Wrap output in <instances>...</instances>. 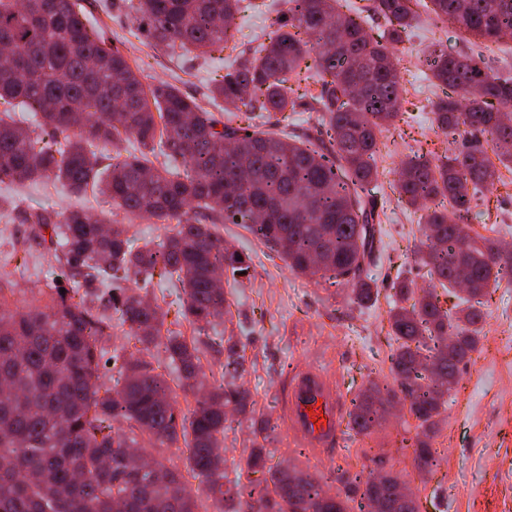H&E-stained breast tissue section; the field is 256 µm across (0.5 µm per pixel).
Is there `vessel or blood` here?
<instances>
[{"instance_id":"b4317fda","label":"vessel or blood","mask_w":512,"mask_h":512,"mask_svg":"<svg viewBox=\"0 0 512 512\" xmlns=\"http://www.w3.org/2000/svg\"><path fill=\"white\" fill-rule=\"evenodd\" d=\"M346 406L331 377L308 367L289 378L282 399L283 417L290 434L319 452L340 441Z\"/></svg>"}]
</instances>
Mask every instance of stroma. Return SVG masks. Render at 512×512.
I'll return each instance as SVG.
<instances>
[{
  "mask_svg": "<svg viewBox=\"0 0 512 512\" xmlns=\"http://www.w3.org/2000/svg\"><path fill=\"white\" fill-rule=\"evenodd\" d=\"M121 2L80 0V5L120 44L148 88L172 83L203 109L223 111V102L210 98L209 90L221 80L228 53L217 52L206 59L171 56L138 30ZM437 44L451 54L468 49L456 27L426 16L394 49L405 92L398 118L379 137L378 179L368 187L384 207L385 255L372 269L379 292L374 307L358 308L349 288L335 279L291 273L277 253L239 224H220L215 229L225 244L246 256L251 265V279L243 285L224 275L229 312L222 319L210 325L177 322L185 299L182 289L157 278L132 284L136 292L160 307L165 328L179 329L186 340L206 344L201 362L209 386L224 382L225 339L235 337L244 347L246 371L240 383L250 392L264 424L254 428L240 416H228L221 444L224 473L230 481L248 483L245 459L251 448L259 447L270 450L272 462L297 465L334 494H347L345 475L389 472L408 479L420 512H512V276L503 278L493 290L479 347L459 365V384L444 405L432 440L440 457L434 471H418L410 451L403 448L404 440L416 433V421L406 407L385 413L371 435L345 429L339 445L319 456L311 455L290 436L281 410L287 378L300 365L328 372L350 401L369 383L383 386L394 382L391 356L398 343L388 334L393 283L400 275L423 287L429 283L426 268L414 256L423 239L422 213L399 200L395 171L405 155H439L461 148L469 137L463 129L443 134L433 123L432 103L444 91L429 82L426 57ZM0 197L20 198L27 208L62 211L78 205L90 214L103 213L127 225L132 237L158 242L165 241L175 227L171 221L128 215L90 191L79 197L71 195L59 183L23 187L0 183ZM467 222L481 235L512 244L511 171H502L499 181L481 190ZM25 230L20 212H0V251L14 252L19 265L13 273L15 297L33 303L50 279L55 261L25 250ZM113 333V345L129 353L140 352L142 359L158 366L180 408L194 406L195 395L184 390L177 371L169 366L163 341L141 352L124 327H115Z\"/></svg>",
  "mask_w": 512,
  "mask_h": 512,
  "instance_id": "stroma-1",
  "label": "stroma"
}]
</instances>
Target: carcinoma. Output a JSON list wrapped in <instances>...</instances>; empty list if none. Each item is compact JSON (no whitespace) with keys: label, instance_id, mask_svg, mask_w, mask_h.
I'll list each match as a JSON object with an SVG mask.
<instances>
[{"label":"carcinoma","instance_id":"carcinoma-1","mask_svg":"<svg viewBox=\"0 0 512 512\" xmlns=\"http://www.w3.org/2000/svg\"><path fill=\"white\" fill-rule=\"evenodd\" d=\"M243 0H137L135 20L153 41L171 50L235 52L222 80L211 89L229 113L221 122L175 86L146 90L125 55L88 27L76 0H0V45L13 50L0 64V182L54 177L76 193L95 188L135 216L180 218L194 202L222 224L246 228L297 274L326 276L351 288L352 302L376 299L370 267L376 265L383 228L366 186L378 176L376 133L398 116L403 92L393 45L413 29L421 5L435 19L458 27L470 51L429 56L430 81L459 96L434 104L435 122L446 134L467 127L475 135L462 149L430 160L401 161L399 196L424 212L418 253L430 284L397 283L410 306L389 311V335L400 341L391 372L400 391L370 386L350 413V425L368 434L385 406L401 392L419 432L407 444L416 467L430 471L439 457L431 439L445 397L457 385L458 365L477 349L478 325L490 289L512 271V250L473 232L464 218L477 206L480 189L512 169V76L491 73L483 54L488 42L512 34V0H373L386 22L380 39L359 21L363 9L343 0H285L275 11L268 41L239 48L235 16ZM305 83L300 89L292 78ZM321 113L315 133L303 137L276 126L260 127L236 112ZM30 112L31 130L16 118ZM489 136L490 158L478 136ZM134 138L136 153L115 154L107 176L94 142ZM437 200L448 205L433 206ZM255 213L261 221L249 223ZM23 244L53 252L56 275L45 284L42 304L18 305L13 256L0 258V512H197L184 475L154 465L144 482L129 468L125 449L168 448L184 441L186 469L208 483L221 512H351L313 475L268 465L265 448H252L248 470L259 478L245 487L224 483L227 411L252 413L248 391L236 384L244 372L238 342L224 340V387L208 389L198 342L168 336L165 349L195 406L181 413L164 375L144 360L112 347V322L128 326L142 344L160 333L163 314L128 288L133 277L156 275L181 282L190 322L225 314L218 270L245 277L250 266L224 246L210 224L178 223L167 242L132 244L123 224H109L82 208L33 209ZM466 266L468 291L454 310L440 306L436 287H457ZM96 282L95 294H79L77 278ZM65 292H60V289ZM454 337L448 342V337ZM114 378L119 388L98 380ZM358 508L372 495L383 512H413L392 498L390 486L354 474Z\"/></svg>","mask_w":512,"mask_h":512}]
</instances>
